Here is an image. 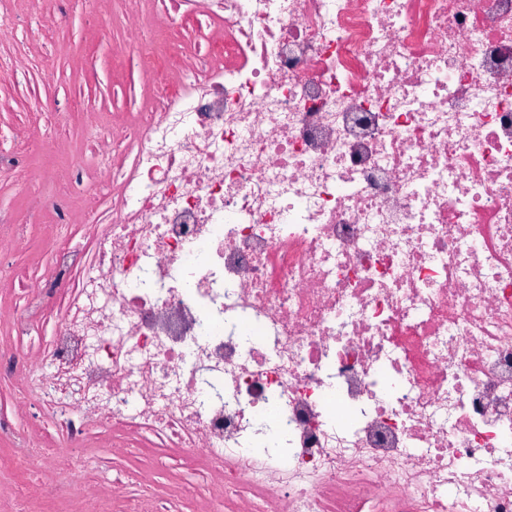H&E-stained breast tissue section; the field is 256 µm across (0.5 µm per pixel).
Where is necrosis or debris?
<instances>
[{
	"label": "necrosis or debris",
	"mask_w": 512,
	"mask_h": 512,
	"mask_svg": "<svg viewBox=\"0 0 512 512\" xmlns=\"http://www.w3.org/2000/svg\"><path fill=\"white\" fill-rule=\"evenodd\" d=\"M112 0L147 105L0 175L47 224L0 343V512H512V0ZM0 73L49 68L0 25ZM82 212L87 247L60 243ZM38 345L25 336L40 326ZM196 464L128 491L93 439Z\"/></svg>",
	"instance_id": "necrosis-or-debris-1"
}]
</instances>
